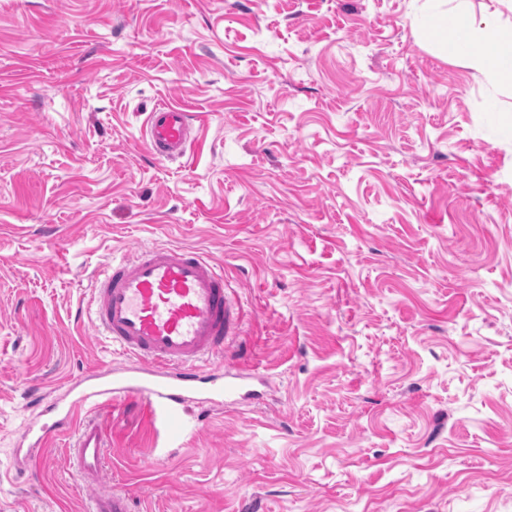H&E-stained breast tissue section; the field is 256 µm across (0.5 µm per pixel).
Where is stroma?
<instances>
[{"mask_svg":"<svg viewBox=\"0 0 512 512\" xmlns=\"http://www.w3.org/2000/svg\"><path fill=\"white\" fill-rule=\"evenodd\" d=\"M423 2L0 0V512H86L71 434L14 450L133 364L91 299L144 245L221 264L269 395L100 411L136 512H512V89ZM160 102L188 160L147 149ZM194 117L181 106L162 103L147 116L145 138L148 147L160 159H184L191 150Z\"/></svg>","mask_w":512,"mask_h":512,"instance_id":"stroma-1","label":"stroma"}]
</instances>
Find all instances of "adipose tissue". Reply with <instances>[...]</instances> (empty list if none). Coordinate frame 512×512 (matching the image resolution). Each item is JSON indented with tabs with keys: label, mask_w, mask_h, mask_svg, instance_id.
Here are the masks:
<instances>
[{
	"label": "adipose tissue",
	"mask_w": 512,
	"mask_h": 512,
	"mask_svg": "<svg viewBox=\"0 0 512 512\" xmlns=\"http://www.w3.org/2000/svg\"><path fill=\"white\" fill-rule=\"evenodd\" d=\"M466 11L464 0H425L423 24L430 40L452 45L456 58L485 81L512 86V57L497 51L503 19L512 17V0H490L480 14L469 16L465 29H458Z\"/></svg>",
	"instance_id": "adipose-tissue-1"
}]
</instances>
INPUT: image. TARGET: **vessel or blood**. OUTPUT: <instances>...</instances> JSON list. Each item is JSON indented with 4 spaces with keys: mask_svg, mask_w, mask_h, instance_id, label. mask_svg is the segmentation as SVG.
Wrapping results in <instances>:
<instances>
[{
    "mask_svg": "<svg viewBox=\"0 0 512 512\" xmlns=\"http://www.w3.org/2000/svg\"><path fill=\"white\" fill-rule=\"evenodd\" d=\"M192 120L181 106L153 107L145 130L151 151L164 160L186 158L194 141ZM92 305L95 326L130 354L134 365L84 376L76 399L52 423H29L23 438L37 452L76 429L72 464L84 482L98 488L89 512H135L130 492L100 487L107 436L93 420L74 427L79 408L139 400L173 430L191 404H251L266 394L254 390L257 376L251 369L223 359L243 313L222 267L199 251L149 247L134 258L113 259L96 279Z\"/></svg>",
    "mask_w": 512,
    "mask_h": 512,
    "instance_id": "1",
    "label": "vessel or blood"
}]
</instances>
